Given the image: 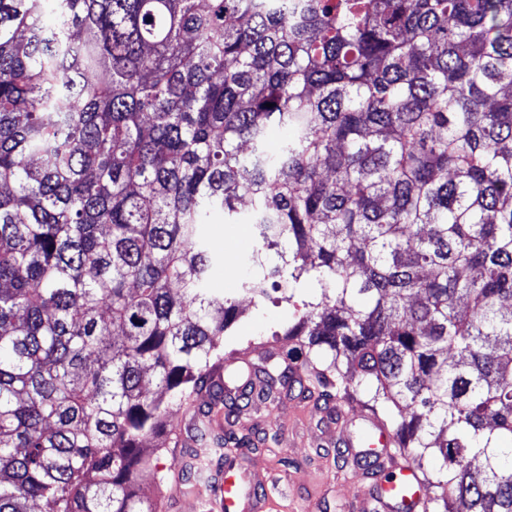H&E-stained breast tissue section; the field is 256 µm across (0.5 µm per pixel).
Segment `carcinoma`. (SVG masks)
<instances>
[{"instance_id":"carcinoma-1","label":"carcinoma","mask_w":512,"mask_h":512,"mask_svg":"<svg viewBox=\"0 0 512 512\" xmlns=\"http://www.w3.org/2000/svg\"><path fill=\"white\" fill-rule=\"evenodd\" d=\"M245 197L244 291L320 288L301 394H367L424 512H512V0H0V512H157ZM177 449L183 456L185 448H181L177 443L175 446L169 443L166 433L152 439L148 447L144 448L150 469L157 470L164 480L160 486L145 482L143 492L157 500L160 512H212L207 501L188 499L175 483L173 475L178 465L175 458Z\"/></svg>"}]
</instances>
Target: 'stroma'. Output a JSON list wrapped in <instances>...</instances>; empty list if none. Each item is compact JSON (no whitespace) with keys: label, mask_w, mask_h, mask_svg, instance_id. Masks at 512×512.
Masks as SVG:
<instances>
[{"label":"stroma","mask_w":512,"mask_h":512,"mask_svg":"<svg viewBox=\"0 0 512 512\" xmlns=\"http://www.w3.org/2000/svg\"><path fill=\"white\" fill-rule=\"evenodd\" d=\"M200 234L222 257L213 269L210 288L238 294L255 242L248 208H240L232 220L212 210ZM316 294V289L303 285L292 293L281 288L253 301L242 300L237 319L224 333L223 357L265 347L275 360L286 361L294 346L285 334L291 320L289 304L313 300ZM340 407L355 414L366 410L360 395L317 403L284 390L274 399L254 400L240 411L238 420L225 421V433L245 434L257 442L248 454H239L231 444L224 455L266 481L270 497L265 512H352L349 496L359 482V471L351 459L336 456ZM176 451L166 436L149 442L145 457L163 481L157 486L144 484V493L157 500L161 512H211L207 502L188 499L175 483Z\"/></svg>","instance_id":"obj_1"}]
</instances>
